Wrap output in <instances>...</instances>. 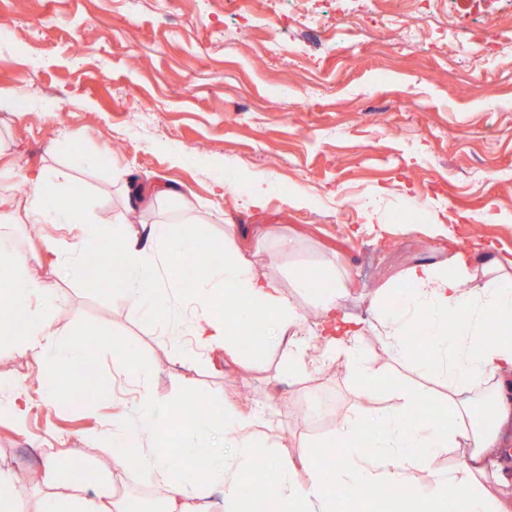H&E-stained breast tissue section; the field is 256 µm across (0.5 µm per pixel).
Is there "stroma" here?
Returning <instances> with one entry per match:
<instances>
[{
    "label": "stroma",
    "instance_id": "35a3bbf8",
    "mask_svg": "<svg viewBox=\"0 0 512 512\" xmlns=\"http://www.w3.org/2000/svg\"><path fill=\"white\" fill-rule=\"evenodd\" d=\"M398 7L309 0L319 19L309 29L277 20L263 0L242 17L235 0H0V186L18 192L28 175L66 183L87 221L108 230L134 215L218 241L234 224L243 256L281 279L295 265L335 264L364 354L389 379L444 391L439 373L388 356L370 302L411 266L448 261L453 239L512 253V0H435L415 20L418 47L378 21ZM130 178L142 193L133 211L122 193ZM258 190L263 207L247 206ZM450 211L469 222L434 235ZM79 234L0 225V253H28L30 273L56 283L54 328L82 340L95 364L86 373L74 363V398L49 403L34 356L0 335V471L21 489L22 512L49 493L32 479L46 457L64 470L76 456L111 466L112 426L133 420L138 398L128 357L151 368L159 400L182 385L205 405L272 408L268 442L288 461L334 444L348 416L391 406L388 390L365 395L344 365L320 360L315 305L302 294L303 373H282L286 347L244 342L237 363L186 362L189 315L164 331L113 304L111 268L95 288L58 275L52 243ZM282 237L292 252H279ZM313 393L328 406L318 419Z\"/></svg>",
    "mask_w": 512,
    "mask_h": 512
}]
</instances>
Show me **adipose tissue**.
Segmentation results:
<instances>
[{"instance_id": "1", "label": "adipose tissue", "mask_w": 512, "mask_h": 512, "mask_svg": "<svg viewBox=\"0 0 512 512\" xmlns=\"http://www.w3.org/2000/svg\"><path fill=\"white\" fill-rule=\"evenodd\" d=\"M25 199L0 194V219L17 213L52 224H78L82 236L56 243L60 265L81 275V255L88 242L112 254V300L131 312L160 324H171L179 308L194 312L191 334L199 348L234 355L239 338L261 328L266 344H287L282 368L295 374L305 369V348L299 342L304 318L294 300L275 278L254 271L235 246L237 227H224V260L206 271L184 273L183 260L192 252L214 250L213 241L178 236L166 224H143L102 236L85 223L79 199L69 191L57 196L55 207L44 203L40 180L29 182ZM29 257L20 252L0 255V306L9 315L0 319V334L10 337L16 351L33 352L40 360L49 401H63L57 379L83 355L79 345L59 341L53 328L56 300L53 286L28 274ZM294 288L317 298L320 332L326 355L344 360L363 391L389 387L395 402L386 412L343 421L336 441L343 447L335 469L322 465L318 454L284 466L271 456L267 433L272 420L261 410L240 411L215 403L207 414L195 416V399L179 394L158 403L149 387L150 371L127 361L126 369L142 387L131 424L112 430V480L93 473L95 496L56 494L39 512H134L116 484L154 481L164 486L157 512H203L200 503L214 485H221L224 512H447L457 502L469 512H512V486L502 478L504 468L496 448L502 429L512 424V259L487 257L481 243L461 246L451 264L411 266L395 287V305L372 303L388 353L409 358V336L421 335L425 352L420 366L441 372L448 382L442 396L407 384H389L386 376L360 350L364 334L342 312L346 291L341 271L305 268L294 272ZM41 294L44 307L31 313L25 298ZM490 400L492 414L475 423L479 397ZM433 413L419 420L420 403ZM223 430L232 443L230 455L207 452L205 438ZM152 445L143 459H130L128 449ZM461 449L454 468L440 471L438 456ZM265 460L267 477L262 498L242 493L258 460ZM206 470L208 479L198 477ZM383 485L392 494L372 497Z\"/></svg>"}]
</instances>
